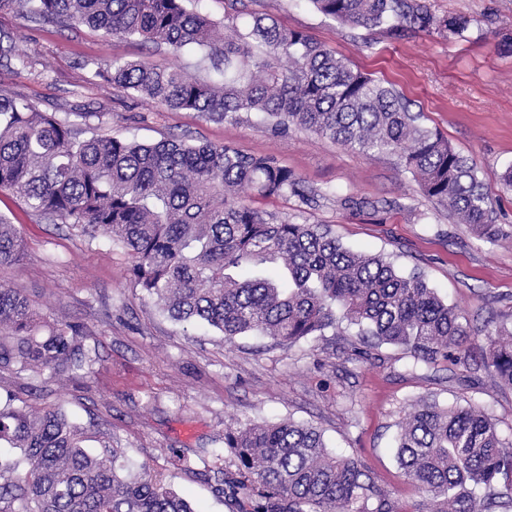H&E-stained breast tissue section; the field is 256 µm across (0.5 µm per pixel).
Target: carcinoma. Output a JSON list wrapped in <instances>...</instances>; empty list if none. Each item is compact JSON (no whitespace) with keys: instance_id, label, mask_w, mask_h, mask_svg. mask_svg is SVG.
Masks as SVG:
<instances>
[{"instance_id":"1","label":"carcinoma","mask_w":512,"mask_h":512,"mask_svg":"<svg viewBox=\"0 0 512 512\" xmlns=\"http://www.w3.org/2000/svg\"><path fill=\"white\" fill-rule=\"evenodd\" d=\"M340 24L458 31L461 18L438 20L419 0H311ZM39 24L84 25L107 40L138 36L194 69L147 61L105 60L96 76L172 110L208 120L263 115L270 130L314 133L363 153L397 155L421 192L459 223L499 236L497 199L476 166L423 124L391 86L353 69L309 35L254 13L234 36L185 0H0ZM0 66L26 68L15 37L0 31ZM0 189L46 221L82 227L122 244L133 285L172 319L203 321L228 340L261 336L295 343L339 322L405 349L426 365L466 364L465 317L419 272L403 273L385 256L353 252L322 224H298L245 203L239 191L268 199L315 192L269 155L243 154L182 139L138 143L86 135L75 123L41 112L0 90ZM24 257L21 237L0 215V268ZM24 296L0 289V373L29 372L53 382L83 376L90 362L79 326L55 320L49 334ZM482 366L512 387V326L488 333ZM10 394L0 402V512H195L189 501L142 466L89 454L84 428L62 407L31 413ZM224 447L238 477L221 493L251 512H393L358 460L328 450L315 427L288 420L228 427ZM397 461L432 503L430 512H512V447L485 411L422 399L403 419Z\"/></svg>"}]
</instances>
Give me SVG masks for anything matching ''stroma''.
Returning <instances> with one entry per match:
<instances>
[{"instance_id":"1","label":"stroma","mask_w":512,"mask_h":512,"mask_svg":"<svg viewBox=\"0 0 512 512\" xmlns=\"http://www.w3.org/2000/svg\"><path fill=\"white\" fill-rule=\"evenodd\" d=\"M438 19L464 17L459 32L342 25L310 0H191L215 22L226 15L267 13L305 32L373 78L393 84L425 124L473 161L497 197L504 235L477 237L419 190L397 156L365 154L305 131L273 133L255 114L211 121L108 88L95 75L105 59L146 60L168 67L166 49L141 39H103L87 27L60 29L0 13L30 68L0 67V89L88 132L140 143L178 137L269 154L318 195L307 206L286 195L256 200L261 209L299 224H326L350 250L390 256L399 270L420 271L456 306L470 329L473 368L428 366L403 348L375 344L340 324L293 344L240 336L227 342L205 324L171 320L130 279L132 257L108 238L31 215L0 191V213L23 240L21 262L0 269V288L25 294L44 320L83 326L91 362L85 377L21 392V378L0 375V397L22 393L31 409L62 406L86 424L84 446L115 449L149 467L197 512H238L216 489L236 471L224 446L235 423L293 420L317 427L334 453L358 458L397 512L429 503L399 468L396 437L405 413L429 397L440 405H473L512 439V387L496 384L480 363L487 329L512 323V190L500 175L512 167V0H423ZM355 200L352 208L342 198ZM188 455L190 467L180 457Z\"/></svg>"}]
</instances>
